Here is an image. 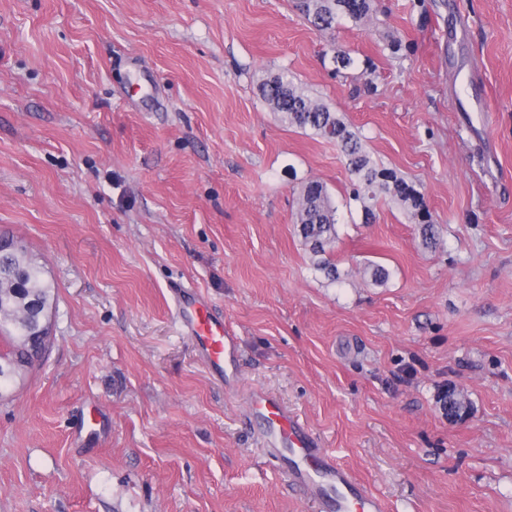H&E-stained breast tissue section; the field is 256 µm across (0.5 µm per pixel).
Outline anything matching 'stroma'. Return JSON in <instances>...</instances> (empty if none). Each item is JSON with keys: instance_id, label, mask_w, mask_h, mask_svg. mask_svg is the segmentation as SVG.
<instances>
[{"instance_id": "35a3bbf8", "label": "stroma", "mask_w": 512, "mask_h": 512, "mask_svg": "<svg viewBox=\"0 0 512 512\" xmlns=\"http://www.w3.org/2000/svg\"><path fill=\"white\" fill-rule=\"evenodd\" d=\"M375 6L320 32L292 0H0V232L55 287L45 357L0 391V512H317L264 453L257 391L389 512H512V0ZM281 72L415 185L440 248L395 202L347 207L335 143L261 99ZM311 180L338 283L295 231ZM182 290L235 331L233 383ZM176 313L208 369L217 376L238 373V338L224 326L201 294L179 296Z\"/></svg>"}]
</instances>
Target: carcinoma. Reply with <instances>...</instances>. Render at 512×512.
Listing matches in <instances>:
<instances>
[{
	"label": "carcinoma",
	"instance_id": "carcinoma-1",
	"mask_svg": "<svg viewBox=\"0 0 512 512\" xmlns=\"http://www.w3.org/2000/svg\"><path fill=\"white\" fill-rule=\"evenodd\" d=\"M374 3L375 0H296V8L318 30L327 31L335 28L340 19L359 27L367 25L373 17ZM260 91L264 103L280 121L336 143L351 177L346 204H359L368 220L379 199L396 201L418 224L425 247L436 249L441 245L423 194L395 171L376 165L360 132L327 103L309 95L284 73L266 78ZM294 224L316 258V268L329 280L341 281L333 259L337 207L323 183L313 180L301 187ZM14 243L8 236L0 237V342L7 346V351H0L1 389L14 381L19 370L33 366L32 359L46 350L50 336L41 335V331L54 299V286L46 280L44 266L26 248L13 247ZM364 273L377 286L385 284L390 276L386 267L375 262L366 263Z\"/></svg>",
	"mask_w": 512,
	"mask_h": 512
}]
</instances>
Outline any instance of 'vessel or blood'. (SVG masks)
<instances>
[{"label": "vessel or blood", "mask_w": 512, "mask_h": 512, "mask_svg": "<svg viewBox=\"0 0 512 512\" xmlns=\"http://www.w3.org/2000/svg\"><path fill=\"white\" fill-rule=\"evenodd\" d=\"M176 313L213 374L237 372L238 338L214 314L204 296H180ZM249 405L270 426L267 455L273 462H287L290 484L317 501L321 512H386L383 501L362 490L335 455L319 448L315 438L276 400L257 393Z\"/></svg>", "instance_id": "b4317fda"}]
</instances>
